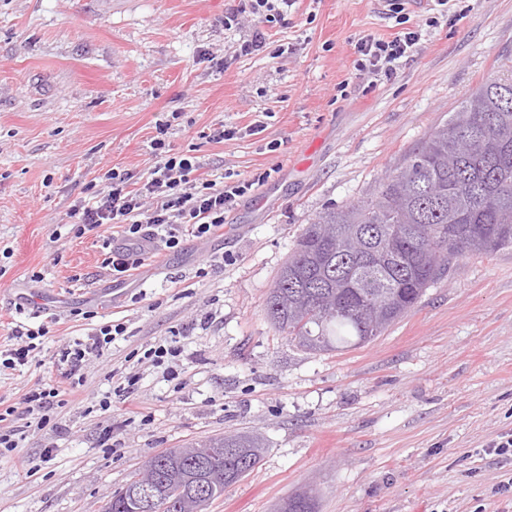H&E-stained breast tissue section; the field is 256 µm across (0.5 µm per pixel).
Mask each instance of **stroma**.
<instances>
[{
  "label": "stroma",
  "mask_w": 512,
  "mask_h": 512,
  "mask_svg": "<svg viewBox=\"0 0 512 512\" xmlns=\"http://www.w3.org/2000/svg\"><path fill=\"white\" fill-rule=\"evenodd\" d=\"M238 4L0 0V348L13 323L50 326L36 363L0 371V405L54 375L62 343L109 321L129 330L92 359L81 408L20 441L19 455L49 448L50 461L29 475L0 460V512H101L160 451L252 431L265 438L260 463L206 512H275L305 490L318 512H512V495L495 492L512 457L488 451L512 434V249L453 259L412 312L348 352L308 353L263 312L305 225L364 197L505 74L512 0H451L452 22L435 0H406L421 45L377 84L353 61L360 36L398 32L385 0H296L284 23L225 29ZM257 29L265 50L237 56ZM165 121L173 151L195 149L206 172L267 179L220 235L156 247L116 282L102 244L122 227L78 238L69 213L108 169L146 175ZM256 121L260 134L209 138ZM174 336L179 382L128 362ZM128 372L134 417L113 394Z\"/></svg>",
  "instance_id": "stroma-1"
}]
</instances>
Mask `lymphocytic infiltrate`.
Wrapping results in <instances>:
<instances>
[{
  "instance_id": "lymphocytic-infiltrate-1",
  "label": "lymphocytic infiltrate",
  "mask_w": 512,
  "mask_h": 512,
  "mask_svg": "<svg viewBox=\"0 0 512 512\" xmlns=\"http://www.w3.org/2000/svg\"><path fill=\"white\" fill-rule=\"evenodd\" d=\"M421 40L422 33L416 28L402 29L389 39L363 35L355 44L354 68L377 81L391 78L400 64L414 55ZM167 129L164 123L156 127L157 134L151 141L153 163L139 188H132L131 173L108 170L89 185V198L79 201L70 212L80 235L107 224L123 227L124 243L109 251L103 260L115 279L131 276L153 243L178 250L185 235L211 238L223 229L226 213L235 209L253 186L265 180L261 174L249 179L210 178L197 156L169 148L165 140ZM126 332L125 324L108 322L59 350L56 380L37 383L24 394L21 407L0 410V423L9 424L7 430H0L1 459L8 457L22 438L21 430L11 426V419L22 415L35 422L37 428L46 427L56 409L72 403L91 357L103 355ZM48 334L47 325L16 323L11 330V347L0 349V368L13 370L31 363L41 353Z\"/></svg>"
}]
</instances>
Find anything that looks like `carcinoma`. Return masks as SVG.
<instances>
[{
  "instance_id": "cac0c4a2",
  "label": "carcinoma",
  "mask_w": 512,
  "mask_h": 512,
  "mask_svg": "<svg viewBox=\"0 0 512 512\" xmlns=\"http://www.w3.org/2000/svg\"><path fill=\"white\" fill-rule=\"evenodd\" d=\"M512 248V77L483 81L396 172L361 200L306 225L264 303L280 334L313 353L363 347L418 304L454 258ZM182 456L172 448L147 468L163 477L154 512H178L170 493L205 477L209 504L262 457L256 433L208 437ZM112 498L130 512L133 482ZM281 512H317L314 496L288 497Z\"/></svg>"
}]
</instances>
